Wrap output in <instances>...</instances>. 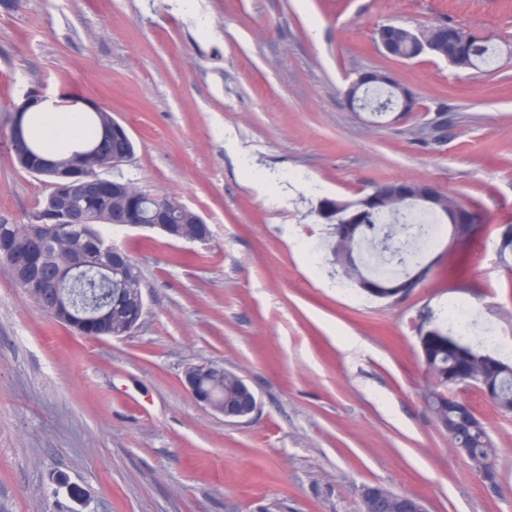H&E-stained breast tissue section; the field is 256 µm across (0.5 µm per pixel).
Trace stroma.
I'll return each instance as SVG.
<instances>
[{"instance_id":"obj_1","label":"stroma","mask_w":512,"mask_h":512,"mask_svg":"<svg viewBox=\"0 0 512 512\" xmlns=\"http://www.w3.org/2000/svg\"><path fill=\"white\" fill-rule=\"evenodd\" d=\"M438 22L498 34L499 72L385 57L377 28ZM383 68L419 111H352ZM89 101L135 143L115 177L199 212L207 241L110 232L139 264L130 335L79 336L0 266V512H361L381 485L428 512H512V414L453 388L498 452L490 489L429 413L424 312L465 301L512 364V0H0V223L49 192L11 144L15 103ZM442 137L420 135L436 113ZM426 180L478 215L442 237L405 298L341 287L321 200ZM221 364L256 393L239 422L196 404L188 366Z\"/></svg>"}]
</instances>
